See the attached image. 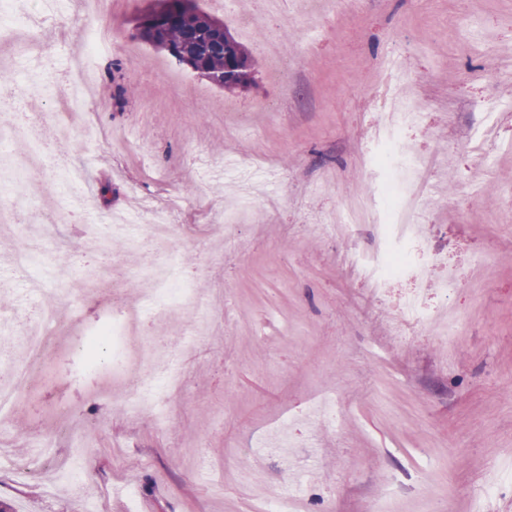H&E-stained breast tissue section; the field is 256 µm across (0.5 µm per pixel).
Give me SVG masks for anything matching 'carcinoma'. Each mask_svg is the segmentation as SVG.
I'll return each instance as SVG.
<instances>
[{"label": "carcinoma", "mask_w": 512, "mask_h": 512, "mask_svg": "<svg viewBox=\"0 0 512 512\" xmlns=\"http://www.w3.org/2000/svg\"><path fill=\"white\" fill-rule=\"evenodd\" d=\"M135 37L185 63L228 92L255 82L248 49L236 41L224 20L200 10L197 0H149L137 17Z\"/></svg>", "instance_id": "1"}]
</instances>
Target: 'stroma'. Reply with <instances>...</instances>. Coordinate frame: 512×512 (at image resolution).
<instances>
[{
  "label": "stroma",
  "mask_w": 512,
  "mask_h": 512,
  "mask_svg": "<svg viewBox=\"0 0 512 512\" xmlns=\"http://www.w3.org/2000/svg\"><path fill=\"white\" fill-rule=\"evenodd\" d=\"M44 5L62 16L37 27L49 58L17 62L0 40V70L17 92L0 117L38 112L14 155L37 156L49 142L80 177L17 183L11 158L0 161V181L27 214L0 222V317L31 314V283L83 288L80 258H58L89 223L106 232L124 218L133 238L145 208L162 215L177 199L183 238L172 251L202 243L208 252L189 297L160 317L142 255L123 247L114 265L128 306L167 332L184 369L171 426L130 417L119 397L95 392L78 356L63 355L13 440L54 428L47 413L66 395L98 426L80 451V480L18 484L0 473V500L14 512H264L297 487L299 512H369L376 502L384 512H469L512 463V0H354L343 13L287 11L249 36L225 16L248 50L270 37L292 61L284 83L257 61L254 85L232 94L135 39L147 0H105L94 19L115 43L90 74L92 138L54 135L47 102L26 94L78 54L81 0H29L14 27L33 26ZM392 56L423 112L400 139L435 158L428 180L442 203L428 216L430 243L459 281L449 295L438 270L422 280L406 272L373 293L362 261L376 256L384 226L339 223L386 180L370 160ZM104 86L126 89L121 104H105ZM269 101L277 111H263ZM486 128L492 138L472 153ZM75 210L85 223L68 221ZM227 224L237 227L229 242ZM22 239L45 257L21 271ZM418 287L425 311L447 307V339L436 324H402ZM220 291L224 313L211 302ZM204 318L205 342L184 334ZM327 397L335 425L305 420ZM283 428L291 458L258 453Z\"/></svg>",
  "instance_id": "35a3bbf8"
}]
</instances>
